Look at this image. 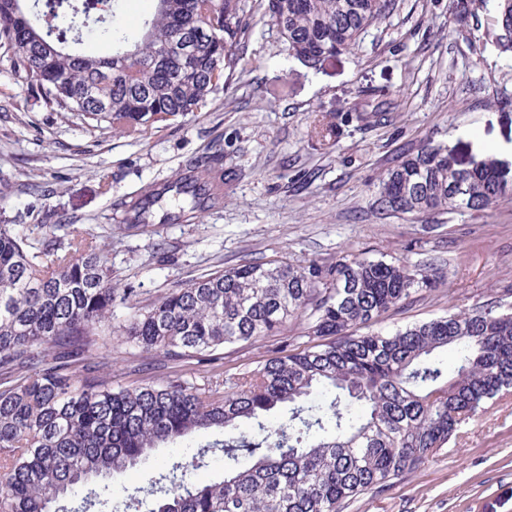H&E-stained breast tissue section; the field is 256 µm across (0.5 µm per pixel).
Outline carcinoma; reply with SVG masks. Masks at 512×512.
<instances>
[{
    "label": "carcinoma",
    "mask_w": 512,
    "mask_h": 512,
    "mask_svg": "<svg viewBox=\"0 0 512 512\" xmlns=\"http://www.w3.org/2000/svg\"><path fill=\"white\" fill-rule=\"evenodd\" d=\"M0 0V38L14 67L47 103L94 127L133 138L167 117L197 112L234 74L250 0H154L140 38L129 41L112 10L100 38L112 56L79 53L67 32L104 0ZM499 47L512 50V0H494ZM395 0H265L288 45L310 65L350 51ZM109 103L96 108L87 89ZM316 120L310 135L335 137ZM189 164L161 188L198 211L209 196ZM512 196L487 163L462 167L441 146L408 152L381 176L375 209L390 213L480 210ZM149 199L127 209L137 229ZM437 281L406 259L363 253L329 263L246 262L218 270L155 302L113 308L132 288L112 284L110 248L65 228L40 248L23 224L0 225V512H343L358 497L428 464L470 417L512 393V311L492 302L398 328L370 327ZM291 321L307 341L277 349L254 369H211L195 381L144 377L112 387V371L163 356L217 362L226 346L278 336ZM124 356L112 360L105 337ZM454 354L448 366L440 354ZM224 439L206 445L198 432ZM180 443L194 452L160 466L148 486L113 480ZM224 454L220 477L196 472Z\"/></svg>",
    "instance_id": "1"
}]
</instances>
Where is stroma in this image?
Segmentation results:
<instances>
[{"instance_id": "35a3bbf8", "label": "stroma", "mask_w": 512, "mask_h": 512, "mask_svg": "<svg viewBox=\"0 0 512 512\" xmlns=\"http://www.w3.org/2000/svg\"><path fill=\"white\" fill-rule=\"evenodd\" d=\"M459 26L463 35H453ZM499 33L494 0H475L462 23L452 0H395L356 50L313 67L289 55L258 10L240 45L242 70L201 111L139 139L30 93L0 39V224L26 225L34 242L52 225L93 232L112 249L114 284L135 289L140 305L244 262L362 252L405 257L450 280V292L414 302L380 330L444 314L452 299L512 305V200L432 215L371 205L396 157L427 143L465 166L489 162L512 183V52L500 50ZM378 108L387 122L364 121ZM316 119L335 125L334 141L310 138ZM204 157L219 204L183 215L165 197L146 230L126 228V205ZM288 343L281 335L224 348V369L255 368ZM345 512H512V395L462 424L427 465Z\"/></svg>"}]
</instances>
